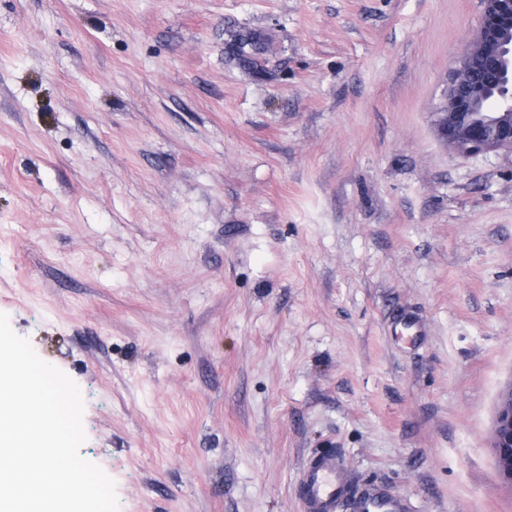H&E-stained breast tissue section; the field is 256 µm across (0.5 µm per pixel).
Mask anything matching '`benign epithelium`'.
Instances as JSON below:
<instances>
[{"label": "benign epithelium", "mask_w": 512, "mask_h": 512, "mask_svg": "<svg viewBox=\"0 0 512 512\" xmlns=\"http://www.w3.org/2000/svg\"><path fill=\"white\" fill-rule=\"evenodd\" d=\"M479 27L453 60L448 81V111L466 116L473 104L489 100V90L496 92L493 103L512 107V43L501 39L506 28H512V0H480ZM471 54L481 58L482 76L473 80L464 91H459L463 77L458 71L462 59ZM440 133L460 154L467 156L486 151L490 145L512 150V120L507 122L489 117L480 123L468 120L455 128L448 122L440 126ZM494 453L501 477L512 483V402L499 409L494 431Z\"/></svg>", "instance_id": "benign-epithelium-1"}]
</instances>
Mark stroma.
I'll return each instance as SVG.
<instances>
[{
    "label": "stroma",
    "instance_id": "stroma-1",
    "mask_svg": "<svg viewBox=\"0 0 512 512\" xmlns=\"http://www.w3.org/2000/svg\"><path fill=\"white\" fill-rule=\"evenodd\" d=\"M480 11L0 0V312L119 512H303L328 447L408 512H512V151L433 127ZM425 332L426 329L423 321L415 313L404 311L396 316L395 335L417 338L419 336H425ZM493 447L500 476L512 483V402L499 409Z\"/></svg>",
    "mask_w": 512,
    "mask_h": 512
}]
</instances>
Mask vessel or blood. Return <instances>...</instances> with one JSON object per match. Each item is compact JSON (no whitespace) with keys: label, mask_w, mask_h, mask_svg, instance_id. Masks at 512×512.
I'll return each instance as SVG.
<instances>
[{"label":"vessel or blood","mask_w":512,"mask_h":512,"mask_svg":"<svg viewBox=\"0 0 512 512\" xmlns=\"http://www.w3.org/2000/svg\"><path fill=\"white\" fill-rule=\"evenodd\" d=\"M394 332L416 338L424 335L426 329L418 315L404 311L395 318ZM299 492L305 512H338L344 505L351 512H408L405 501L386 488H361L332 448L316 451L307 458L300 475Z\"/></svg>","instance_id":"b4317fda"}]
</instances>
